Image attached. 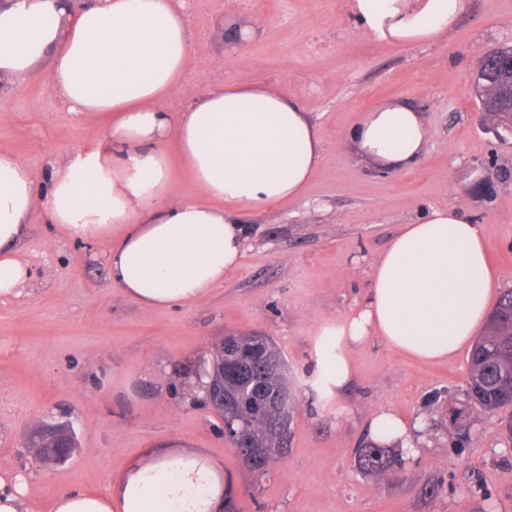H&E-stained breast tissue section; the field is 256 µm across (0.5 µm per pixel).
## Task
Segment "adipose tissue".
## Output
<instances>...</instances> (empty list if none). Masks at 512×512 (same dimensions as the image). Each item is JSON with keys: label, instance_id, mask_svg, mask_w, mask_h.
Masks as SVG:
<instances>
[{"label": "adipose tissue", "instance_id": "ef3b65f1", "mask_svg": "<svg viewBox=\"0 0 512 512\" xmlns=\"http://www.w3.org/2000/svg\"><path fill=\"white\" fill-rule=\"evenodd\" d=\"M463 5L351 0V15L365 34L414 45L448 33ZM191 53L185 0L0 4V80L48 70L60 102L106 128L99 146L49 162L39 180L0 153V296L30 277L21 245L39 206L50 223L102 244L113 284L149 310L221 287L244 256V216L303 198L323 147L302 105L267 83L215 82L171 110ZM427 136L421 109L391 100L359 113L345 144L367 168L399 173L422 160ZM498 286L481 225L455 208H429L373 263L357 311L325 328L330 341L317 347L313 372L328 397H341L354 378L350 350L373 336L417 359L448 358L474 344ZM427 428L382 410L368 434L410 448ZM221 473L203 453L170 452L131 463L103 493L61 494L54 512H224Z\"/></svg>", "mask_w": 512, "mask_h": 512}]
</instances>
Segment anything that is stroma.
<instances>
[{
  "mask_svg": "<svg viewBox=\"0 0 512 512\" xmlns=\"http://www.w3.org/2000/svg\"><path fill=\"white\" fill-rule=\"evenodd\" d=\"M186 18L193 53L170 106L212 81L273 84L318 127L321 167L300 201L247 216L241 265L177 308H143L113 285L99 244L35 209L23 247L31 280L0 298V478L24 475L29 512H53L61 493L102 491L130 460L198 450L233 478L227 512H512L508 415L466 407L467 352L419 360L370 339L352 349L356 377L336 406L320 401L310 375L322 329L357 308L372 262L427 208L468 211L501 289H512V135L488 131L470 93L477 57L512 44V0H465L452 32L410 47L364 34L349 0H187ZM244 27L252 36L241 47ZM386 99L412 102L427 122L425 157L407 173L369 171L345 147L358 114ZM103 134L60 106L47 75L14 80L0 96V151L33 174ZM490 162L501 175L491 186L481 180ZM230 331L271 337L293 381L288 453L260 480L225 444L217 414L174 391ZM383 408L428 422L425 443L396 449L402 469L390 480L355 466ZM51 417L78 438L58 468L24 446Z\"/></svg>",
  "mask_w": 512,
  "mask_h": 512,
  "instance_id": "obj_1",
  "label": "stroma"
}]
</instances>
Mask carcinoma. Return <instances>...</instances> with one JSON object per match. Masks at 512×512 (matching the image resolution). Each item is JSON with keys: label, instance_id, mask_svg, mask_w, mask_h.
Instances as JSON below:
<instances>
[{"label": "carcinoma", "instance_id": "carcinoma-1", "mask_svg": "<svg viewBox=\"0 0 512 512\" xmlns=\"http://www.w3.org/2000/svg\"><path fill=\"white\" fill-rule=\"evenodd\" d=\"M505 66L498 58L489 59L479 80L483 91L476 92L479 108L494 118L508 115V107L512 106L510 98L503 108L486 107ZM495 310L499 316L490 319L468 360L467 390L473 391L475 398L467 400V406L483 412L509 408L512 397V290L501 293ZM224 343L233 346L231 354L224 355V394L237 403L238 425L249 445L257 450L244 466L261 479L272 463L286 454L295 419V402L290 400L286 428L279 427L276 421L285 395L280 372L287 363L269 337L259 342L253 334H232L224 337ZM394 464L383 445L369 442L358 450L357 466L371 476H390Z\"/></svg>", "mask_w": 512, "mask_h": 512}]
</instances>
